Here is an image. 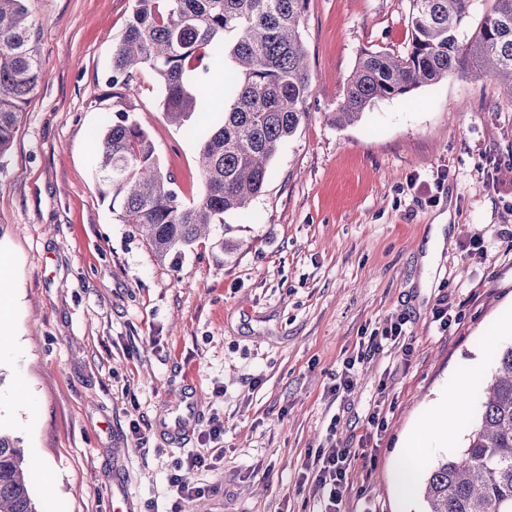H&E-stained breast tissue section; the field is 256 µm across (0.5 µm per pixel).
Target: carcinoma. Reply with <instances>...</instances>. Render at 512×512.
<instances>
[{
  "mask_svg": "<svg viewBox=\"0 0 512 512\" xmlns=\"http://www.w3.org/2000/svg\"><path fill=\"white\" fill-rule=\"evenodd\" d=\"M27 0H0V172L25 106L43 79ZM412 41L401 56L364 51L344 79L336 124L358 121L377 100L403 97L456 71L476 69L512 98V0H491L471 37L459 40L473 0H412ZM307 0H133L113 42L108 83L119 99L149 69L168 120L214 112L212 89L232 101L203 133V190L185 201L163 171L153 140L124 107L97 142L102 196L122 199L117 221L145 238L159 260L198 241L224 214H248L279 145L307 116L313 87L301 25ZM235 72L226 73V64ZM479 418L466 444L437 461L423 483L424 512H512V346L478 386ZM18 441L0 433V512H39Z\"/></svg>",
  "mask_w": 512,
  "mask_h": 512,
  "instance_id": "cac0c4a2",
  "label": "carcinoma"
}]
</instances>
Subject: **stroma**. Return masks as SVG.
Here are the masks:
<instances>
[{
  "label": "stroma",
  "mask_w": 512,
  "mask_h": 512,
  "mask_svg": "<svg viewBox=\"0 0 512 512\" xmlns=\"http://www.w3.org/2000/svg\"><path fill=\"white\" fill-rule=\"evenodd\" d=\"M44 78L0 173V281L15 297L0 365V432L26 450L39 512H318L303 477L319 449L357 447L374 405L384 428L349 474L341 512L403 503V436L435 400L490 378L512 345V100L476 70L362 118L332 122L363 50L405 54L411 0H308V116L278 149L248 221L157 260L95 181L94 143L115 98L112 40L133 0H27ZM129 101L184 199L201 189V120L170 124L160 86L137 74ZM479 238L481 252L469 249ZM448 301L454 320L433 311ZM404 318L410 356L377 342ZM363 352L356 388L332 393ZM482 359L479 375L463 367ZM192 395V431L157 426ZM222 454L188 470L212 422ZM206 486L180 498L169 478ZM58 497L46 500L44 478Z\"/></svg>",
  "instance_id": "35a3bbf8"
}]
</instances>
